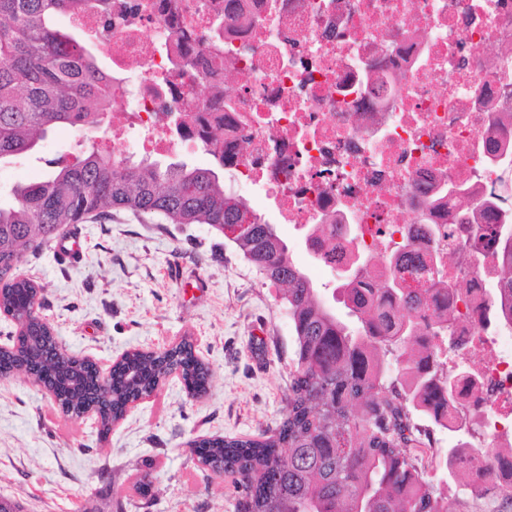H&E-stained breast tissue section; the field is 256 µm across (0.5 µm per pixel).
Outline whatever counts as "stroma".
<instances>
[{
	"instance_id": "35a3bbf8",
	"label": "stroma",
	"mask_w": 512,
	"mask_h": 512,
	"mask_svg": "<svg viewBox=\"0 0 512 512\" xmlns=\"http://www.w3.org/2000/svg\"><path fill=\"white\" fill-rule=\"evenodd\" d=\"M80 139L57 128L37 154L0 166V199L71 161ZM80 231V264L46 244L16 270L41 285L39 313L59 343L106 364L187 336L210 386L192 397L171 379L105 431L64 417L24 375L0 379V499L20 512H237L230 479L201 465L194 443L278 427L294 352L286 306L209 225L120 212Z\"/></svg>"
}]
</instances>
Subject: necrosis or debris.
Returning <instances> with one entry per match:
<instances>
[{
  "instance_id": "necrosis-or-debris-1",
  "label": "necrosis or debris",
  "mask_w": 512,
  "mask_h": 512,
  "mask_svg": "<svg viewBox=\"0 0 512 512\" xmlns=\"http://www.w3.org/2000/svg\"><path fill=\"white\" fill-rule=\"evenodd\" d=\"M110 2L109 17L75 25L112 65L113 147L136 131L135 155L162 157L220 136L231 186L258 187L280 223L325 225L335 254L324 238L308 249L330 272L359 252L385 277L420 226L446 225L448 182L498 190L488 148L512 149V0H240L216 43L202 35L224 0ZM183 101L196 121L179 135L166 111ZM432 248L456 259L454 338L481 372L460 382L453 413L512 446V333L466 314L496 285L495 247L419 250Z\"/></svg>"
}]
</instances>
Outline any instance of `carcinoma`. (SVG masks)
Segmentation results:
<instances>
[{
  "label": "carcinoma",
  "instance_id": "1",
  "mask_svg": "<svg viewBox=\"0 0 512 512\" xmlns=\"http://www.w3.org/2000/svg\"><path fill=\"white\" fill-rule=\"evenodd\" d=\"M110 8L109 0H0V165L35 153L55 127L84 133L73 162L14 186L10 201L0 203V304L25 312L27 297L39 290L15 275L18 263L70 224L114 210L167 224H207L277 289L294 330L287 404L276 431L199 443L206 465L232 478L238 512H460L419 463L435 427H448L456 392L447 370L448 352L456 350L448 341L453 316L441 287L451 271L434 265L428 287L406 288L395 275L372 282L369 259L360 257L336 288L353 329L294 262L277 226L224 191L223 141H199L217 170L163 167L100 148L95 134L112 127V71L93 43L59 18ZM510 182L512 165L501 177L502 191L483 203L484 225H471L467 186L448 195L457 201L448 235L462 229L474 244L493 242L499 281L481 323L512 330ZM17 364L54 388L67 417L99 403L92 372L81 362L59 367L53 335L40 319H30L15 352L0 357V372ZM173 372L193 395L209 387L210 370L186 338L169 350L129 352L112 368V420ZM463 448L487 465L512 469V447L460 443L450 435L438 456L446 477L457 478L448 460Z\"/></svg>",
  "mask_w": 512,
  "mask_h": 512
}]
</instances>
